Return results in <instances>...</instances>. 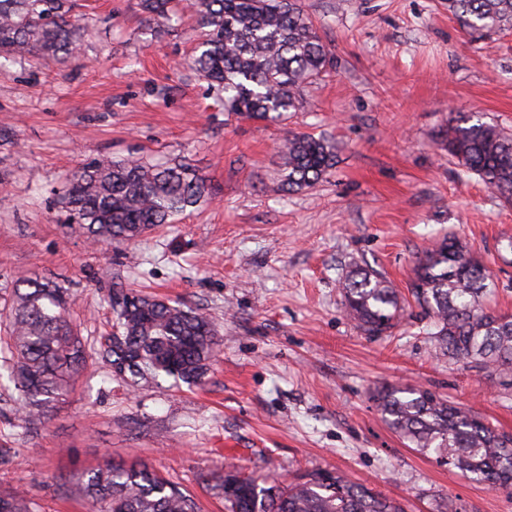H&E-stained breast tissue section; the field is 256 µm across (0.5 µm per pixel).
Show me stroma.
Instances as JSON below:
<instances>
[{
  "instance_id": "35a3bbf8",
  "label": "stroma",
  "mask_w": 512,
  "mask_h": 512,
  "mask_svg": "<svg viewBox=\"0 0 512 512\" xmlns=\"http://www.w3.org/2000/svg\"><path fill=\"white\" fill-rule=\"evenodd\" d=\"M75 59L15 61L0 75V313L19 277L64 283L88 355L70 392L26 421L0 324V495L33 512H87L77 475L139 461L224 512L216 485L340 473L406 512H512L492 490L409 446L372 392L416 385L512 433V372L443 356L430 320L407 306L392 335L345 314L338 283L356 267L407 292L415 262L458 238L494 278L487 309L512 313V205L439 147L465 113L512 134V30L481 36L446 0H302L333 56L302 105L270 123L226 112L189 64L187 11L159 24L139 0H79ZM321 135L336 166L316 187L280 186V142ZM184 160L209 196L136 241L97 247L64 224L62 187L103 158ZM206 313L220 337L201 384L127 385L96 354L112 332L113 284Z\"/></svg>"
}]
</instances>
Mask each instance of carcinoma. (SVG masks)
Here are the masks:
<instances>
[{"mask_svg":"<svg viewBox=\"0 0 512 512\" xmlns=\"http://www.w3.org/2000/svg\"><path fill=\"white\" fill-rule=\"evenodd\" d=\"M172 0H141L148 19L170 20ZM448 13L472 32L512 29V0H447ZM202 28L191 66L224 92V109L247 119L279 122L299 106L302 87L331 66L327 46L301 0H187ZM71 0H0V58H75L80 18ZM441 147L495 195L512 203V137L459 114ZM282 187L312 188L336 165L325 138L283 139ZM208 193L206 179L183 163L102 159L77 171L62 197L66 223L94 244L133 241L146 229L173 224ZM492 279L457 240H443L417 260L411 295L432 319L436 348L494 371L512 369V314L487 313L479 300ZM346 314L368 336L400 323L397 289L382 274L355 269L339 284ZM67 288L22 278L7 315L19 404L30 421L65 397L83 363L85 344L66 317ZM108 303L118 336L100 347L108 365L126 366L134 382L147 374L203 382L217 343L210 318L193 309L114 288ZM387 425L413 447L493 489L512 488V436L442 396L412 386L373 394ZM78 488L89 512H197L195 500L147 466L110 463L84 472ZM226 512H404L353 481L317 472L286 486H261L228 472L219 484ZM0 512H33L27 495L0 497Z\"/></svg>","mask_w":512,"mask_h":512,"instance_id":"1","label":"carcinoma"}]
</instances>
